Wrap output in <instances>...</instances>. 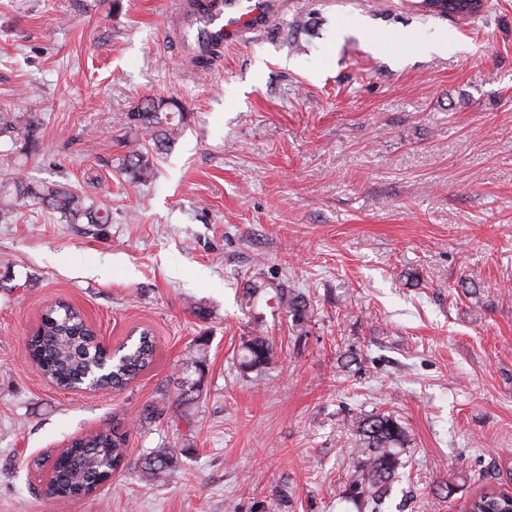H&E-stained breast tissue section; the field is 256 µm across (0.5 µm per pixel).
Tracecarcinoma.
<instances>
[{
    "instance_id": "1",
    "label": "carcinoma",
    "mask_w": 512,
    "mask_h": 512,
    "mask_svg": "<svg viewBox=\"0 0 512 512\" xmlns=\"http://www.w3.org/2000/svg\"><path fill=\"white\" fill-rule=\"evenodd\" d=\"M220 47L213 45L192 57L194 66L206 71L218 56ZM186 119L184 106L174 98H150L138 103L127 116L123 138L127 151L118 159L117 169L131 183L145 182L153 175L152 151L167 149L176 140L179 127ZM42 123L37 113L24 118L23 143H18L12 122H0V154L10 156L16 150L28 155L39 148ZM44 207L59 215L65 224H110L112 212L100 200L70 189L66 184H43L34 190L23 178L12 176L0 180V222L13 220L18 208ZM277 308L290 314L294 325L308 318L301 295L280 287L270 297ZM155 343L146 330L127 348L110 354L102 349L93 330L81 313L67 304L49 308L28 342V353L42 375L60 390L100 388L121 389L152 364ZM272 348L263 336L242 343L239 361L251 370L267 363ZM127 432L116 424L109 430L80 436L56 458L51 476L41 495L49 498L84 497L122 467ZM360 448L355 465L354 491L379 498V493L402 467L400 448L406 440L404 427L386 414L372 415L359 423ZM176 450L160 448L141 464V475L155 479L175 464ZM512 502L495 490L484 491L468 503V512H509Z\"/></svg>"
}]
</instances>
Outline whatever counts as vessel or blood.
<instances>
[{
    "label": "vessel or blood",
    "mask_w": 512,
    "mask_h": 512,
    "mask_svg": "<svg viewBox=\"0 0 512 512\" xmlns=\"http://www.w3.org/2000/svg\"><path fill=\"white\" fill-rule=\"evenodd\" d=\"M167 14L182 30L190 54L205 50L208 44L223 39L225 32L235 29H257L264 26L267 15L244 18L227 12L224 0H213L207 10H197L191 0H168Z\"/></svg>",
    "instance_id": "obj_1"
}]
</instances>
